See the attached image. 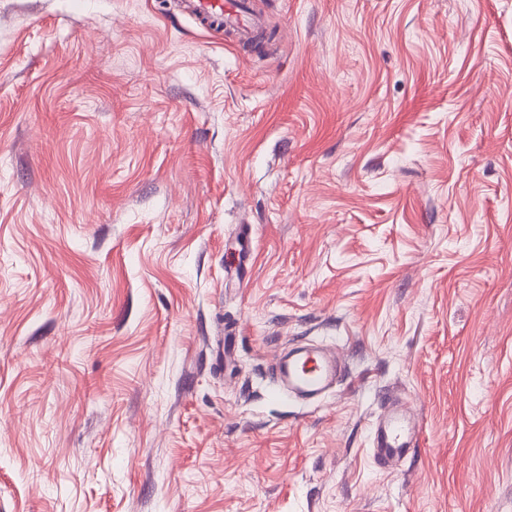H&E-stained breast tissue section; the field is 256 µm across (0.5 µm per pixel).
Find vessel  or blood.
Instances as JSON below:
<instances>
[{
	"label": "vessel or blood",
	"mask_w": 512,
	"mask_h": 512,
	"mask_svg": "<svg viewBox=\"0 0 512 512\" xmlns=\"http://www.w3.org/2000/svg\"><path fill=\"white\" fill-rule=\"evenodd\" d=\"M195 15L205 25L226 24L250 35L255 23L243 8V0H193ZM338 364L334 356L306 352L282 363L277 378L286 394L314 399L336 380ZM417 422L406 409L388 404L374 431V455L380 464L404 457L417 433Z\"/></svg>",
	"instance_id": "1"
}]
</instances>
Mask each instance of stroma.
Masks as SVG:
<instances>
[{
  "instance_id": "35a3bbf8",
  "label": "stroma",
  "mask_w": 512,
  "mask_h": 512,
  "mask_svg": "<svg viewBox=\"0 0 512 512\" xmlns=\"http://www.w3.org/2000/svg\"><path fill=\"white\" fill-rule=\"evenodd\" d=\"M253 2L0 0V512H512V0ZM195 15L205 25L222 23L239 30L245 37L250 35L257 25L243 9V0H192ZM337 371L334 356L311 351L282 363L276 375L284 393L314 399L335 383ZM417 422L406 409L387 402V407L374 431V456L380 464L404 457L410 446H415Z\"/></svg>"
}]
</instances>
